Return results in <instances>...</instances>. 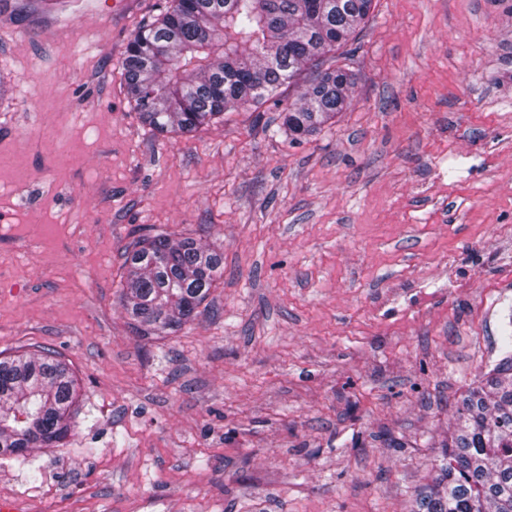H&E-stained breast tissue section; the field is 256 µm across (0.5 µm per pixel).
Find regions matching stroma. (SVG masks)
<instances>
[{
	"mask_svg": "<svg viewBox=\"0 0 512 512\" xmlns=\"http://www.w3.org/2000/svg\"><path fill=\"white\" fill-rule=\"evenodd\" d=\"M0 0V353L56 351V448L0 458L17 512H412L512 318V0H375L349 106L177 139L127 103L161 0ZM224 247L169 336L119 303L137 229Z\"/></svg>",
	"mask_w": 512,
	"mask_h": 512,
	"instance_id": "obj_1",
	"label": "stroma"
}]
</instances>
